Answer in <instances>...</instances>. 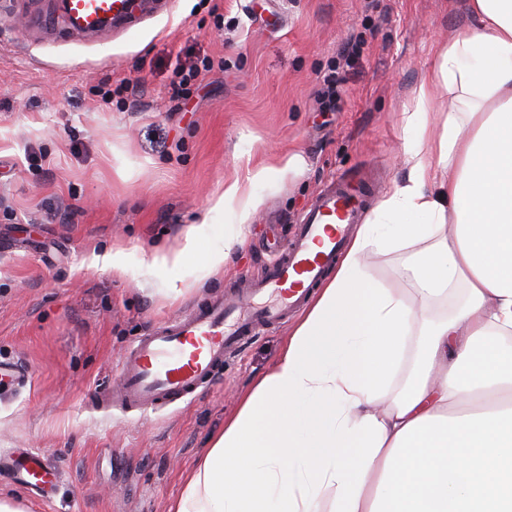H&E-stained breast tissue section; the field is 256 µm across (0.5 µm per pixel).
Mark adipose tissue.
<instances>
[{"label": "adipose tissue", "instance_id": "ef3b65f1", "mask_svg": "<svg viewBox=\"0 0 512 512\" xmlns=\"http://www.w3.org/2000/svg\"><path fill=\"white\" fill-rule=\"evenodd\" d=\"M406 116L407 178L360 225L170 512H512V0H470ZM448 94L426 138L430 87ZM408 252L404 298L372 252ZM461 293L397 392L415 307Z\"/></svg>", "mask_w": 512, "mask_h": 512}]
</instances>
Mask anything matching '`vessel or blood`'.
I'll list each match as a JSON object with an SVG mask.
<instances>
[{"label":"vessel or blood","mask_w":512,"mask_h":512,"mask_svg":"<svg viewBox=\"0 0 512 512\" xmlns=\"http://www.w3.org/2000/svg\"><path fill=\"white\" fill-rule=\"evenodd\" d=\"M127 8V0H67L69 16L82 29L95 28L105 16L122 18ZM366 209V196L352 181L324 185L262 276L136 338L120 360L119 384L98 392L100 405L141 415L192 399L250 338L285 324L306 302L335 267ZM0 471L13 474L37 498L54 494L50 467L31 449L1 450Z\"/></svg>","instance_id":"obj_1"}]
</instances>
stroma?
Wrapping results in <instances>:
<instances>
[{
    "label": "stroma",
    "instance_id": "obj_1",
    "mask_svg": "<svg viewBox=\"0 0 512 512\" xmlns=\"http://www.w3.org/2000/svg\"><path fill=\"white\" fill-rule=\"evenodd\" d=\"M473 23L468 0H154L83 31L59 0H0V361L29 375L0 391V448L37 449L56 476L42 501L0 475L1 498L27 512H168L293 323L251 339L191 402L126 416L98 409L96 392L118 382L136 337L260 275L323 185L376 182L374 208L401 184L404 110ZM205 57L217 68L172 98L177 68ZM334 66L346 81L323 112ZM116 87L104 103L100 89ZM238 178L259 202L246 218L220 202ZM193 233L182 266L145 262ZM236 233L211 270L208 254ZM116 251L123 267L103 261ZM402 262L373 254L367 271L407 296Z\"/></svg>",
    "mask_w": 512,
    "mask_h": 512
}]
</instances>
